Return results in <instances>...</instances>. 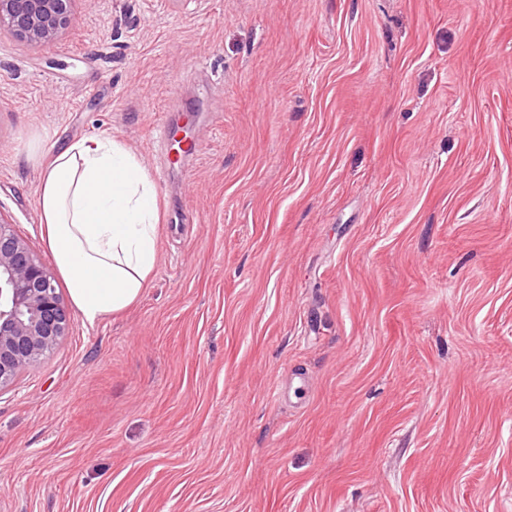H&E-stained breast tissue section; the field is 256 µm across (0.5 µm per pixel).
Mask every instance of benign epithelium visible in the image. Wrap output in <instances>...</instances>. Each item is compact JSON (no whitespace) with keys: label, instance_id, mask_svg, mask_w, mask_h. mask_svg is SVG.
Returning a JSON list of instances; mask_svg holds the SVG:
<instances>
[{"label":"benign epithelium","instance_id":"7a95c632","mask_svg":"<svg viewBox=\"0 0 512 512\" xmlns=\"http://www.w3.org/2000/svg\"><path fill=\"white\" fill-rule=\"evenodd\" d=\"M73 0H0V32L44 46L72 22ZM71 316L47 264L0 219V391L66 336Z\"/></svg>","mask_w":512,"mask_h":512}]
</instances>
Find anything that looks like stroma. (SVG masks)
<instances>
[{"label":"stroma","mask_w":512,"mask_h":512,"mask_svg":"<svg viewBox=\"0 0 512 512\" xmlns=\"http://www.w3.org/2000/svg\"><path fill=\"white\" fill-rule=\"evenodd\" d=\"M72 14L0 37V218L52 263L43 168L109 135L158 259L0 393V512H512V0Z\"/></svg>","instance_id":"1"}]
</instances>
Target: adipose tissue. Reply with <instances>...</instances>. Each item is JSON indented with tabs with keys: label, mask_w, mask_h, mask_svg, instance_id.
<instances>
[{
	"label": "adipose tissue",
	"mask_w": 512,
	"mask_h": 512,
	"mask_svg": "<svg viewBox=\"0 0 512 512\" xmlns=\"http://www.w3.org/2000/svg\"><path fill=\"white\" fill-rule=\"evenodd\" d=\"M54 264L83 321L133 305L158 256L157 193L140 159L109 135L55 152L39 194Z\"/></svg>",
	"instance_id": "adipose-tissue-1"
}]
</instances>
